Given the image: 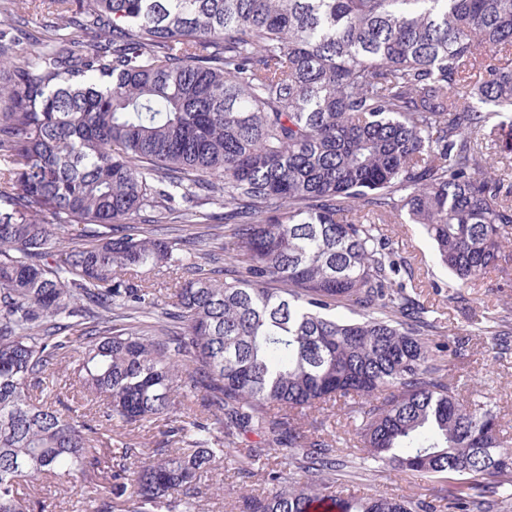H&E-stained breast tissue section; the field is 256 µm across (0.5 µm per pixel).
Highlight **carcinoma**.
I'll use <instances>...</instances> for the list:
<instances>
[{"label": "carcinoma", "mask_w": 512, "mask_h": 512, "mask_svg": "<svg viewBox=\"0 0 512 512\" xmlns=\"http://www.w3.org/2000/svg\"><path fill=\"white\" fill-rule=\"evenodd\" d=\"M40 5L42 37L0 5V512L42 475L94 512H199L203 474L270 460L299 480L243 512H501L512 437L461 398L469 337L433 342L384 225H422L459 289L512 266V173L478 138L512 129V0ZM175 223L205 234L157 236ZM473 332L512 354L496 314ZM161 421L101 469L105 433ZM342 422L360 468L468 492L334 491Z\"/></svg>", "instance_id": "obj_1"}]
</instances>
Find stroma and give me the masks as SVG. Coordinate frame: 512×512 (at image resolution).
I'll return each instance as SVG.
<instances>
[{
  "instance_id": "obj_1",
  "label": "stroma",
  "mask_w": 512,
  "mask_h": 512,
  "mask_svg": "<svg viewBox=\"0 0 512 512\" xmlns=\"http://www.w3.org/2000/svg\"><path fill=\"white\" fill-rule=\"evenodd\" d=\"M388 247L397 260L411 261L415 274L399 273V281L413 279L434 309V316L449 335L469 334L473 318L484 308L496 307L512 316V275L492 273L484 280L465 288V303L448 298V288L454 278L447 269L433 260L434 246L421 225L392 224L388 227ZM449 335L439 336V343H447ZM474 354L470 360L456 363L452 373L460 380L464 392L480 396L491 395L501 407L500 423L505 432L512 434V358L504 361L492 359L481 337L473 338ZM207 490L200 501V512H233L242 495L256 491H277L275 483L262 476L241 478L229 470L218 471L207 477ZM351 491L368 496H406L415 500H437L455 494V485L446 480L431 478L411 471H403L379 464L363 472L350 483ZM28 498L55 505L56 512H86L79 493L63 488L46 478L27 483Z\"/></svg>"
}]
</instances>
